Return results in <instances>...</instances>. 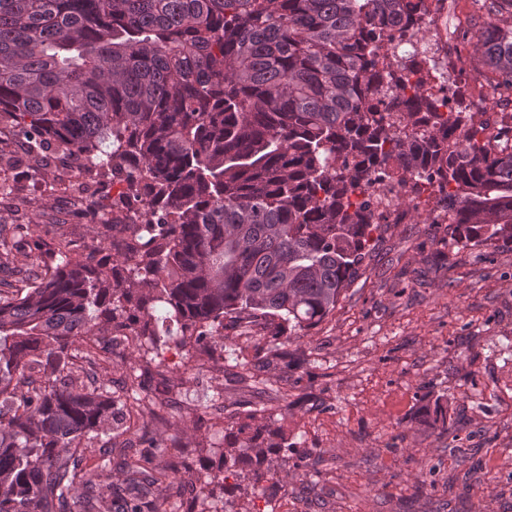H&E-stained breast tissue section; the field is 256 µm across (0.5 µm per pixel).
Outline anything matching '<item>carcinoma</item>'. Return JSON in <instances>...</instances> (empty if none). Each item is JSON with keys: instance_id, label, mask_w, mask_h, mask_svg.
<instances>
[{"instance_id": "1", "label": "carcinoma", "mask_w": 512, "mask_h": 512, "mask_svg": "<svg viewBox=\"0 0 512 512\" xmlns=\"http://www.w3.org/2000/svg\"><path fill=\"white\" fill-rule=\"evenodd\" d=\"M475 51L512 89V14ZM425 0H0V169H78L90 218L126 212L114 254L49 265L21 254L24 225L0 224V512L112 509L111 474L89 441L112 430L111 365L99 321L163 354L224 349V320L310 329L359 276L380 189H438L458 241L512 249V123L448 107L424 85L435 64L393 47ZM467 132L455 142L458 128ZM125 175L112 204L95 186ZM177 326L160 335L159 321ZM224 428L211 481L259 483L290 448L264 424ZM123 508L174 468L125 457ZM237 483L229 486L228 478Z\"/></svg>"}]
</instances>
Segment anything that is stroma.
Returning a JSON list of instances; mask_svg holds the SVG:
<instances>
[{
  "label": "stroma",
  "mask_w": 512,
  "mask_h": 512,
  "mask_svg": "<svg viewBox=\"0 0 512 512\" xmlns=\"http://www.w3.org/2000/svg\"><path fill=\"white\" fill-rule=\"evenodd\" d=\"M56 167L29 172L0 194V224L36 218L37 259L61 237L73 256L99 243ZM404 224L371 232L359 276L318 326L280 343L258 326L224 324V357L170 348L163 369L116 342L104 383L140 375L152 464L184 480L152 488L141 512H187L192 485L217 469V407L239 422L275 424L290 447L273 480L242 482L234 512H512V251L458 242L430 191L406 194ZM284 347L265 368L239 366ZM448 429L428 424L437 403Z\"/></svg>",
  "instance_id": "stroma-1"
}]
</instances>
